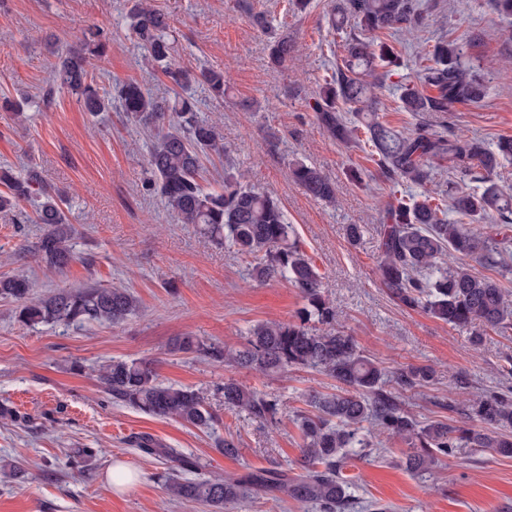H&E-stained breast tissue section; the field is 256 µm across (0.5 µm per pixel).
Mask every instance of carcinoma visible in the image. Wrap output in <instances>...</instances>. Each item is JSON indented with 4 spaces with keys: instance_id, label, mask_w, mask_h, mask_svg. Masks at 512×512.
<instances>
[{
    "instance_id": "carcinoma-1",
    "label": "carcinoma",
    "mask_w": 512,
    "mask_h": 512,
    "mask_svg": "<svg viewBox=\"0 0 512 512\" xmlns=\"http://www.w3.org/2000/svg\"><path fill=\"white\" fill-rule=\"evenodd\" d=\"M337 14L333 28L339 30L351 19L361 31L379 37L412 33L425 22L416 0H344ZM133 19V34L146 51L148 67L161 70L175 88L198 84L210 98L224 100L223 71L204 68L197 72L177 63L165 14L153 9L148 0H135ZM77 40V48L53 50V80L43 90L41 101L49 106L55 88L60 87L75 95L91 115L108 112L112 91L100 89L86 69L87 56L106 53L108 38L99 29H88ZM344 49L342 65L314 101L319 127L349 145L360 142L358 131L364 128L381 174L395 184L422 188L390 204V223L383 229L378 260L383 287L403 306L421 309L454 329L468 331L475 345L489 331L509 332L512 295L493 278L472 272L469 262L507 268L512 261L497 235L484 225L486 217L493 215L499 226L512 227V195L501 191L494 180L502 163L512 159V137L499 139L491 149L479 138L439 133L425 123L408 133L396 131L380 120L376 105L381 87L378 68L399 67L398 55L384 42L376 53L370 43L355 35L346 37ZM293 52L292 43L284 37L271 45L270 59L282 67ZM461 56L457 43H439L431 63L421 67L419 81L406 77L398 81L403 109L446 112L452 104L481 100L485 85L462 64ZM117 97L122 111L152 137L147 187L161 195L176 220L198 224L209 236L230 241L240 256L250 260L256 280L284 279L298 288L306 302L299 321L258 323L238 348L182 336L173 349L266 376L312 368L336 381L334 393H308L313 411L298 414L304 446L298 462L302 473L296 476L278 467L237 478L211 475L199 459L163 448L148 434L132 437L140 451L171 462L164 480L169 494L204 503L211 512H228L252 498L275 506L290 498L314 505L320 512H345L356 482V477L344 471L346 460L353 455L369 456L389 439L399 438L409 445L406 467L416 473L431 470L455 448H487L512 458V392H481L462 409L466 418L462 426L440 419L420 422L405 406L401 391L431 382L435 369L418 365L392 372L365 356L355 338L336 327V311L323 295L318 269L296 240L279 200L243 184L230 168L224 169L222 191L205 190L200 183L203 160L225 154L226 147L219 128L197 116L192 97L178 95L172 102L159 99L137 82L119 85ZM339 98L354 107L355 121L336 111ZM435 167L448 169L455 178L445 192L430 189ZM291 176L310 197L335 201V183L316 167L296 162ZM0 185L7 188L0 192V212H13L24 202L37 203L35 222L44 225V231L31 253L49 268L65 270L74 260L70 241L77 229L66 222L63 193L33 170L20 174L10 167L0 166ZM450 208L469 223H448ZM451 256L458 259L457 265H447ZM0 297L18 304L20 321L27 325L118 324L138 308L137 298L127 289L96 285L60 289L35 299L29 281L19 276L0 278ZM99 380L113 402L145 414L204 429L218 420L199 392L159 380L156 364L150 360L113 359L100 366ZM218 391L228 407L262 421L276 419L278 400L269 393L245 388L232 379L224 380ZM182 471L193 477L180 476Z\"/></svg>"
}]
</instances>
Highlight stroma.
I'll use <instances>...</instances> for the list:
<instances>
[{
  "label": "stroma",
  "instance_id": "stroma-1",
  "mask_svg": "<svg viewBox=\"0 0 512 512\" xmlns=\"http://www.w3.org/2000/svg\"><path fill=\"white\" fill-rule=\"evenodd\" d=\"M337 2L307 0L299 11L293 0H151L170 19L182 65L224 71V100L195 90L197 111L218 125L243 183L280 201L321 274L339 326L390 371L436 367L432 383L403 398L420 421H454L458 415L448 411V402L512 388V378L500 374L512 365V335L491 332L473 346L468 332L404 307L381 286L377 258L394 187L380 178L369 149L329 138L313 111L317 93L345 55L344 38L329 22ZM421 3L425 24L400 48L404 73L415 74L419 55L438 42L454 40L486 86L480 101L422 118L491 144L512 136V39L504 35L512 18L486 0ZM130 8L129 0H0V99L24 107L20 117L0 107V165L34 168L63 191L68 221L78 230L75 259L59 273L27 251L42 225L0 213V276H26L36 297L92 284L128 289L139 302L137 313L119 324L29 326L19 321L15 303L0 299V404L23 416L19 423L0 418V512H211L169 496L159 481L164 459L140 452L131 437L151 435L163 447L207 462L214 475L239 477L273 465L292 472L301 445L294 419L307 408L306 394L336 387L309 368L265 376L172 352L180 336L240 346L257 323L297 320L304 300L287 281L253 280L235 248L174 220L160 195L145 187L149 134L124 113L91 116L65 91L50 108L39 109L54 61L47 40L63 46L93 27L110 38L106 55L88 65L100 86L134 79L153 96L172 98L167 78L141 64L144 50L131 34ZM258 12L268 15L269 30L251 24ZM282 35L295 44L297 57L276 67L269 45ZM247 99L257 100L256 111L242 110ZM297 161L335 182V204L312 199L292 180ZM355 165L361 168L357 180L350 176ZM352 224L361 227L354 243L347 236ZM113 358L154 360L161 381L202 393L220 423L203 430L113 404L98 380L100 365ZM228 377L276 396V423L225 407L219 388ZM230 435L238 442L234 457L216 448ZM406 451L394 439L383 454L349 461L348 473L359 477L351 512H366L372 501L390 512H512V458L459 448L417 474L405 467ZM119 463L133 474L122 489L111 478Z\"/></svg>",
  "mask_w": 512,
  "mask_h": 512
}]
</instances>
